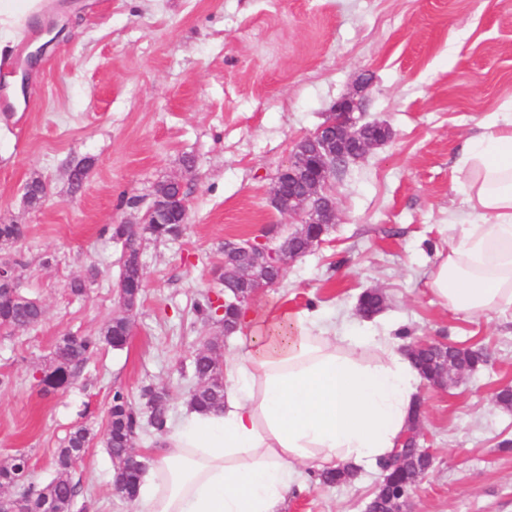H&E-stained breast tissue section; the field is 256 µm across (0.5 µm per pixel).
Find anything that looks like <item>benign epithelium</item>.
Instances as JSON below:
<instances>
[{
  "label": "benign epithelium",
  "mask_w": 512,
  "mask_h": 512,
  "mask_svg": "<svg viewBox=\"0 0 512 512\" xmlns=\"http://www.w3.org/2000/svg\"><path fill=\"white\" fill-rule=\"evenodd\" d=\"M365 100L354 93L344 96L333 106L332 118L306 135L296 145L288 161L280 169L269 192V203L279 213L296 220L293 229L272 226L260 238H240L231 248L241 255L257 257L267 266L282 269L301 256L292 249L295 239L304 241V252L322 243L327 228L336 223L337 208L330 192L333 179L349 164L367 156L387 142L377 130H389L386 124L362 121ZM274 286L272 282L245 283L231 289V294L214 301L215 314L221 315L232 306L241 312L250 308L254 297ZM423 411L414 412V423L399 439L390 467L398 468L411 451L424 458H433L432 449L417 444L422 437Z\"/></svg>",
  "instance_id": "7a95c632"
}]
</instances>
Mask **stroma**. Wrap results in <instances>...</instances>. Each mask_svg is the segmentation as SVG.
I'll return each mask as SVG.
<instances>
[{
    "label": "stroma",
    "instance_id": "1",
    "mask_svg": "<svg viewBox=\"0 0 512 512\" xmlns=\"http://www.w3.org/2000/svg\"><path fill=\"white\" fill-rule=\"evenodd\" d=\"M29 11L14 44L0 50V224L25 239L0 246L22 295L43 307L27 328H0V464L25 456L27 483L43 487L74 428L90 442L73 471L85 512H139L115 496L104 445L115 391L137 408L152 386L169 394L179 422L204 340L221 357L236 346L193 309L220 291L222 246L286 218L269 190L295 143L332 113L363 77L367 120L391 141L351 165L333 192L338 222L322 245L288 263L253 300L268 308H319L353 332L385 325L403 344L444 340L488 359L462 379L419 388L433 465L404 512H512V307L472 316L436 303L426 282L448 247L444 226L465 209L455 164L461 144L501 122L512 102V0H55ZM56 21L47 42L39 23ZM47 50L25 65L38 45ZM192 169H185V160ZM86 167L81 183L71 171ZM45 202L24 200L32 177ZM178 178L188 203L180 237L145 241V287L120 350L101 347L71 385L46 390L55 347L95 336L120 315L122 246L116 224L139 221L155 186ZM96 277H89V269ZM84 279L74 295L69 284ZM382 291L386 308L366 319L359 294ZM381 478L311 483L285 512H364Z\"/></svg>",
    "mask_w": 512,
    "mask_h": 512
}]
</instances>
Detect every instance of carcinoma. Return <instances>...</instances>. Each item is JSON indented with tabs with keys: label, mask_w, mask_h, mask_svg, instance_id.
<instances>
[{
	"label": "carcinoma",
	"mask_w": 512,
	"mask_h": 512,
	"mask_svg": "<svg viewBox=\"0 0 512 512\" xmlns=\"http://www.w3.org/2000/svg\"><path fill=\"white\" fill-rule=\"evenodd\" d=\"M165 196L171 199L170 208L161 213L158 222L149 225V237L155 240L171 239L177 237L181 228L179 221L182 212L178 207L177 195L179 189L161 182L157 184ZM48 195V188L44 181L38 177L32 178L26 185L27 202L33 206L39 205ZM26 236V227L23 224H0V244H15ZM112 238L123 240V247L135 251L139 247L140 237L130 233L124 224L112 227ZM252 265L251 260L240 254L232 256L228 263L229 272L227 281L238 284L239 275ZM16 287V281L11 280L0 284V326L9 328L27 327L37 324L43 316L42 306L31 299L18 300L9 296L8 291ZM359 301L367 306V314L372 316L378 313L386 304V297L363 292ZM126 319L116 317L108 321L97 337L67 336L63 338L55 352L53 370L59 373L58 384L67 386L76 370L98 350L100 344L105 343L112 347L123 344ZM218 346L211 342H204L197 350L192 361L193 375L197 380L191 390L188 405L193 409H214L224 404V372L217 356ZM442 358L439 353L421 351L414 360L423 379L427 380L435 374L434 362ZM448 363L456 366L475 368L486 362L485 355L479 351L464 349L447 354ZM145 407L149 412L148 424L158 432L165 430L167 412L169 408L168 394L165 390L146 388L143 390ZM140 420L132 403L121 392L117 391L112 397L109 408L108 427L105 443L110 456L117 462L114 472L113 490L116 496L122 499H131L129 488L137 483L138 476L130 472L123 465L122 450L134 442ZM89 441V432L78 427L70 433L66 447L61 451L56 463V475L53 481L55 495L60 500L77 496L76 484L72 481L71 472L75 462L71 458L70 449L85 448ZM430 467V463L417 456L407 458L405 467L391 474L389 481L379 488L375 494L379 512H392L396 507L394 497L398 494L409 493L415 481ZM28 469L27 460L20 456L6 468L0 469V484L12 485L20 481L25 470ZM46 496L42 490L31 491L23 496L14 498L13 507L17 512H37Z\"/></svg>",
	"instance_id": "obj_1"
}]
</instances>
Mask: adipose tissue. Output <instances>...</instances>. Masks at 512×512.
Instances as JSON below:
<instances>
[{
	"instance_id": "obj_1",
	"label": "adipose tissue",
	"mask_w": 512,
	"mask_h": 512,
	"mask_svg": "<svg viewBox=\"0 0 512 512\" xmlns=\"http://www.w3.org/2000/svg\"><path fill=\"white\" fill-rule=\"evenodd\" d=\"M466 211L428 280L439 304L482 315L512 307V119L466 141ZM244 312L224 364V405L188 410L146 463L141 512H283L309 467H377L406 428L421 377L398 337L344 336L320 312Z\"/></svg>"
}]
</instances>
